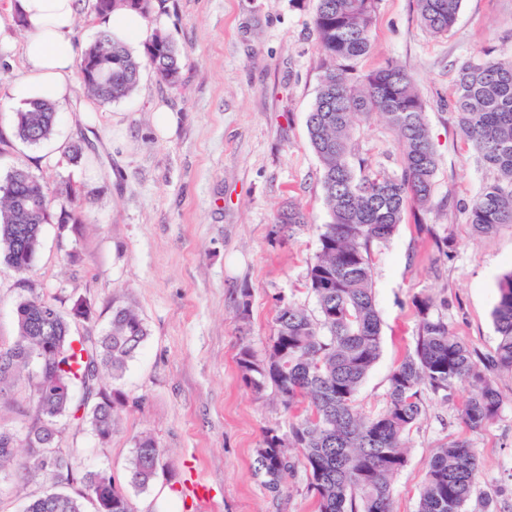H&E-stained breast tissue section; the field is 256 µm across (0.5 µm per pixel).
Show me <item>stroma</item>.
I'll list each match as a JSON object with an SVG mask.
<instances>
[{
    "label": "stroma",
    "instance_id": "35a3bbf8",
    "mask_svg": "<svg viewBox=\"0 0 512 512\" xmlns=\"http://www.w3.org/2000/svg\"><path fill=\"white\" fill-rule=\"evenodd\" d=\"M159 22L182 53L177 84L144 70L127 99L87 111L81 86L57 108L52 136L18 140L14 84L25 74V31L13 27L0 44V183L27 167L49 188L68 182L84 201L76 231L43 227L28 276L0 263V343L17 334L15 309L29 289L65 302L86 300L92 319L73 336L99 334L115 304L135 309L148 335L112 383L126 401L112 437L99 444L87 424L64 420L58 444L82 470H104L125 488L132 512H312L304 471L280 494L254 471L255 449L268 427L288 430V412L274 390L255 396L241 381V341L264 352L275 332L280 300L315 311L305 282L319 251L316 227L327 220L321 167L309 146L306 117L314 102L322 54L313 31V0H167ZM372 50L357 63L367 72L387 61L407 66L426 104L438 158L433 199L423 221L406 213L391 239L373 245L380 356L356 395L359 412L385 405L391 371L413 349L415 300L453 336L493 352L492 310L498 282L512 269V225L474 234L465 206L488 173L448 110L460 65L473 57L512 58V0H462L448 34L419 21L416 0H380ZM163 105L174 129L158 134L152 118ZM373 168L400 167L395 131L381 117L354 131ZM82 144L80 161L70 158ZM308 224L290 240L271 233L287 200ZM249 290V335L238 331L241 290ZM498 415L477 431L458 418L465 383L447 396L425 395V413L408 438L406 466L391 479L393 512H417L419 490L436 448L468 441L478 460V492L499 512H512V372L497 379ZM150 435L163 467L149 487L129 489L135 442ZM209 489L197 504L195 483Z\"/></svg>",
    "mask_w": 512,
    "mask_h": 512
}]
</instances>
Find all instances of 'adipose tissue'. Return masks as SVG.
I'll use <instances>...</instances> for the list:
<instances>
[{
  "mask_svg": "<svg viewBox=\"0 0 512 512\" xmlns=\"http://www.w3.org/2000/svg\"><path fill=\"white\" fill-rule=\"evenodd\" d=\"M78 7L79 0H15L11 12L0 15V38L7 37L16 17L24 19L26 74L12 90L21 106L42 100L62 104L70 98L79 62L75 40ZM101 26L114 41L130 47L145 42L151 34L147 19L127 9L102 18Z\"/></svg>",
  "mask_w": 512,
  "mask_h": 512,
  "instance_id": "adipose-tissue-1",
  "label": "adipose tissue"
}]
</instances>
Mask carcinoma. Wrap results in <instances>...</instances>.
I'll return each mask as SVG.
<instances>
[{
  "instance_id": "obj_1",
  "label": "carcinoma",
  "mask_w": 512,
  "mask_h": 512,
  "mask_svg": "<svg viewBox=\"0 0 512 512\" xmlns=\"http://www.w3.org/2000/svg\"><path fill=\"white\" fill-rule=\"evenodd\" d=\"M314 2L323 67L306 125L328 207V220L318 227L319 254L305 283L316 313L281 302L264 356L243 343L236 364L245 386L257 394L273 387L291 416L288 433L266 429L255 450V470L266 489L281 492L288 476L301 468L315 512H392L390 477L407 463L406 440L420 423L425 394L469 383L471 392L458 417L471 431L499 411L497 376L512 372V271L498 283L493 353L481 356L456 340L448 325L432 315V300L420 298L415 346L389 377L385 407L371 415L356 409L355 396L380 355L370 248L394 235L407 210L429 209L438 159L425 104L408 69L391 60L363 77L355 74V62L372 48L379 0ZM461 2L417 0L421 25L433 35L448 33ZM118 8L135 10L155 26L140 54L113 41L105 30L85 48L79 63L82 83L100 104L130 96L147 67L170 85L177 83L181 69L179 49L158 23L166 0H95L99 16ZM452 107L467 143L492 172L467 207L475 233L491 235L512 224V60L466 61L455 79ZM374 114L383 116L397 134V172L372 169L356 156L354 128ZM56 120L52 103L33 102L16 113L15 135L37 145L52 135ZM82 218L72 185L54 193L26 167L14 168L0 185V260L21 275L29 274L43 226L55 222L65 232ZM305 224L306 214L294 201L286 202L276 217L277 232L290 237ZM16 315V338L0 344V400L21 379L31 381L33 391L21 411L24 430L0 426V469L13 463L16 448L22 447L26 458L18 471L50 484L23 512H85V503L99 495L112 497V512H131L112 475L78 469L57 446V436L66 417L89 424L102 443L111 439L115 410L124 395L104 385L101 375L121 377L148 336L145 323L134 309L116 305L108 329L76 340L72 324L90 318L87 302L74 300L65 309L33 288L17 304ZM55 383L81 386L84 398L76 402L56 392ZM290 448L298 454H288ZM160 467L162 451L156 441L140 437L130 462V485H148ZM477 476L467 441L440 446L430 458L418 512H467ZM78 483L84 487L81 497L62 491Z\"/></svg>"
}]
</instances>
